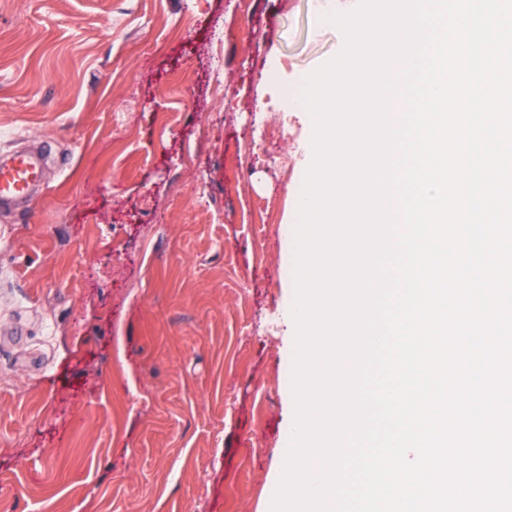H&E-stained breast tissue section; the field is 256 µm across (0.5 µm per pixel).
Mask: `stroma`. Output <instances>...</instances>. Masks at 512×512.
I'll return each mask as SVG.
<instances>
[{"instance_id":"obj_1","label":"stroma","mask_w":512,"mask_h":512,"mask_svg":"<svg viewBox=\"0 0 512 512\" xmlns=\"http://www.w3.org/2000/svg\"><path fill=\"white\" fill-rule=\"evenodd\" d=\"M320 17L0 0V155L46 150L0 206V512H265Z\"/></svg>"}]
</instances>
